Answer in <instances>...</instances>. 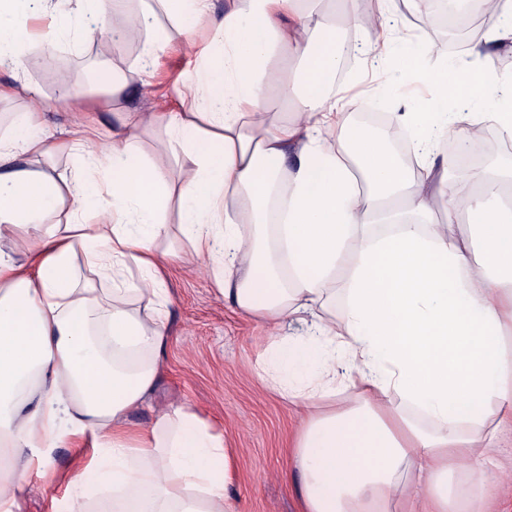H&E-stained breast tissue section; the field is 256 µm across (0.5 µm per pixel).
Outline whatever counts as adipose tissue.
Here are the masks:
<instances>
[{
    "label": "adipose tissue",
    "mask_w": 512,
    "mask_h": 512,
    "mask_svg": "<svg viewBox=\"0 0 512 512\" xmlns=\"http://www.w3.org/2000/svg\"><path fill=\"white\" fill-rule=\"evenodd\" d=\"M162 3L184 32L211 27L221 45L201 49L190 78L200 111L164 115L166 146L191 172L180 184L139 149L155 113L125 112L103 129L78 111L57 139L41 126L40 83L18 75L0 87L31 104L0 136V512H21L32 474L52 495L48 460L64 443L87 449L88 462L52 512H86L88 471L110 486L112 512H233L229 450L211 423L179 406L149 427L128 424L150 403L168 342L165 270L177 253L157 244L171 235L174 197L192 243L185 259L205 265L225 299L309 328L259 365L305 410L292 449L303 512H501L512 455L493 477L485 460L512 443V216L497 205L512 168L452 185L434 151L452 97L483 106L468 115V140L512 138V76L498 77L488 54L458 68L405 54L408 79L431 89L388 116L409 133L412 171L381 138L337 122L329 92L344 28L373 53L375 15L349 9L340 27L305 0H227L219 19L212 0ZM27 10L0 0V67L32 41ZM151 16H120L115 34L144 31L140 65L102 73L100 91L120 96L150 74L168 45ZM281 43L301 67L291 118L273 121L265 104L281 77L268 63ZM60 154L76 160L71 177L54 173ZM462 198L475 245L457 233ZM98 203L106 220L85 223ZM81 251L111 281L106 298L82 280ZM342 387L359 402L337 405Z\"/></svg>",
    "instance_id": "ef3b65f1"
}]
</instances>
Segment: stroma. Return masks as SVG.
I'll return each instance as SVG.
<instances>
[{"mask_svg": "<svg viewBox=\"0 0 512 512\" xmlns=\"http://www.w3.org/2000/svg\"><path fill=\"white\" fill-rule=\"evenodd\" d=\"M360 11L384 14L389 26L400 29L402 42L389 47L386 57L357 55L344 63L336 78L349 120L377 108L394 111L401 96H427L426 87L410 86L389 59L408 52H429L434 59L460 66L474 51L491 53L499 72L512 74V43L485 42L482 15L467 19L464 48L448 47L447 31L425 29L411 19L407 0H357ZM153 9L169 37V48L154 66L148 85L133 83L120 97L98 91L99 74L129 72L138 64L142 31L129 29L120 44L112 42L111 25L87 23L73 16L64 37H45L23 49L20 66L42 85L46 129L59 133L72 122L69 103L58 96L57 75L66 73L72 96L84 99L94 119L111 125L116 113L128 110L168 112L176 108V90L193 74L199 60L181 30L161 4ZM169 138L163 121L142 131L141 151L180 183L187 175L180 154L163 150ZM169 294L170 341L160 366L152 406L133 412L132 426L151 425L159 411L187 405L223 433L231 451L232 480L227 488L235 512H302L295 480H284L289 468L286 450L299 426L301 409L270 389L256 373L260 354L275 340L266 323L237 311L215 289L212 279L192 267L174 262L166 272Z\"/></svg>", "mask_w": 512, "mask_h": 512, "instance_id": "obj_1", "label": "stroma"}]
</instances>
